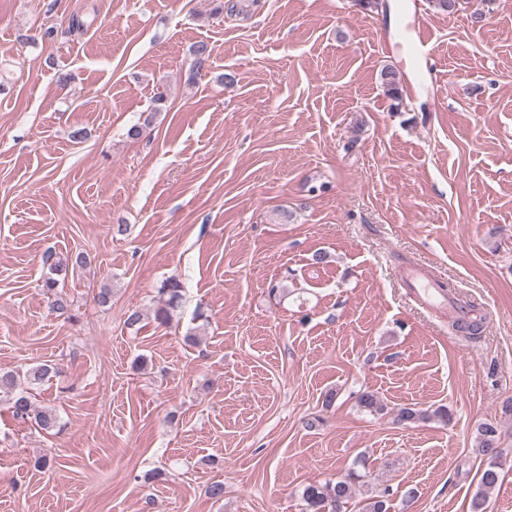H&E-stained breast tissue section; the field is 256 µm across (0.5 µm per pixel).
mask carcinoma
I'll list each match as a JSON object with an SVG mask.
<instances>
[{"label":"carcinoma","mask_w":512,"mask_h":512,"mask_svg":"<svg viewBox=\"0 0 512 512\" xmlns=\"http://www.w3.org/2000/svg\"><path fill=\"white\" fill-rule=\"evenodd\" d=\"M381 81L387 95L395 99L400 97V79L394 70H382ZM154 103L155 106L151 109V114L146 117L143 124L133 125L128 129L127 136L129 138H140L143 128L150 126L153 114L161 111V104L164 103L163 96H157ZM43 263L47 268L43 288L52 298L51 309L64 315L69 312L70 303L67 296L58 291L59 279L66 278L71 269L90 265L92 258L86 252H79L68 261L50 253L44 257ZM159 293L163 297V304L158 309L156 318L160 322L166 323L182 306L183 285L175 278L168 279L163 282ZM53 373H57V370L50 365L35 363L27 368L23 375V382L20 383L13 371L0 369V395L11 404L14 415L20 419L34 422L39 429L46 431L59 425L58 416L51 410L35 406L31 401V391L49 381ZM358 403L364 411L370 414H380L386 409V404L372 391L360 394ZM447 417V410L441 406L433 411L405 406L399 408L396 413V420L406 423ZM477 452L485 459L486 466L480 473L478 489L472 500V510L473 512H484L487 496L497 486L501 474L500 433L497 425L487 422L478 427ZM362 478L363 475L351 471L334 482L329 480L323 484L307 485L301 493L306 512H342L345 505L353 498L355 486L360 483ZM360 512H390L388 491L385 490L377 496L363 500Z\"/></svg>","instance_id":"obj_1"}]
</instances>
